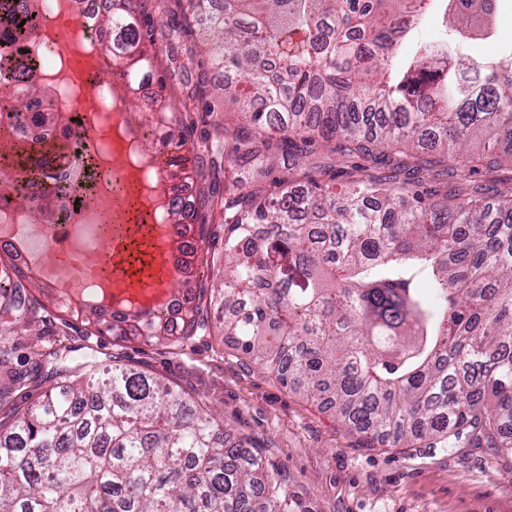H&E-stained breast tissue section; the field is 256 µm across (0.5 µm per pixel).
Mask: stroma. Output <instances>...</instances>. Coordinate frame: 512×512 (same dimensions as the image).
<instances>
[{
	"label": "stroma",
	"instance_id": "1",
	"mask_svg": "<svg viewBox=\"0 0 512 512\" xmlns=\"http://www.w3.org/2000/svg\"><path fill=\"white\" fill-rule=\"evenodd\" d=\"M443 10H431L395 57L404 67L417 43L447 40L464 57L512 53V0H498L492 37L446 39ZM56 288L46 287L30 323L0 314V418L36 398L63 371L114 362L164 378L201 396L229 435L273 463L306 512H512V457L482 448L412 446L364 449L330 413L291 392L266 371L245 369L219 331L185 345L87 336L80 319L62 320Z\"/></svg>",
	"mask_w": 512,
	"mask_h": 512
}]
</instances>
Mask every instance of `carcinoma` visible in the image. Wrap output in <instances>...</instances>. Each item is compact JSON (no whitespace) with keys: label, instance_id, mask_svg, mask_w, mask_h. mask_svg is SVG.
<instances>
[{"label":"carcinoma","instance_id":"cac0c4a2","mask_svg":"<svg viewBox=\"0 0 512 512\" xmlns=\"http://www.w3.org/2000/svg\"><path fill=\"white\" fill-rule=\"evenodd\" d=\"M149 2L109 0L104 53L126 82L163 89L175 74L156 69ZM188 2L171 30L213 51L159 144L204 182L191 214L172 206L168 219L198 224L199 265L222 276L178 330L151 320L140 335L184 345L223 329L365 448L390 438L511 455L512 193L473 176L512 162V66L453 58L443 41L394 70L435 0ZM445 2L458 38L491 32L495 0ZM35 25L0 0V37ZM218 73L243 122L196 141L189 105L211 112ZM36 91L0 97V112L47 125L50 108L26 112ZM482 132L493 143L474 155ZM320 145L351 170L304 171ZM279 154L290 176L270 189L247 180ZM442 166L452 182L441 189ZM23 278L0 286V311L21 320L41 309ZM99 373L72 374L0 420V512H301L202 398L137 368Z\"/></svg>","mask_w":512,"mask_h":512}]
</instances>
